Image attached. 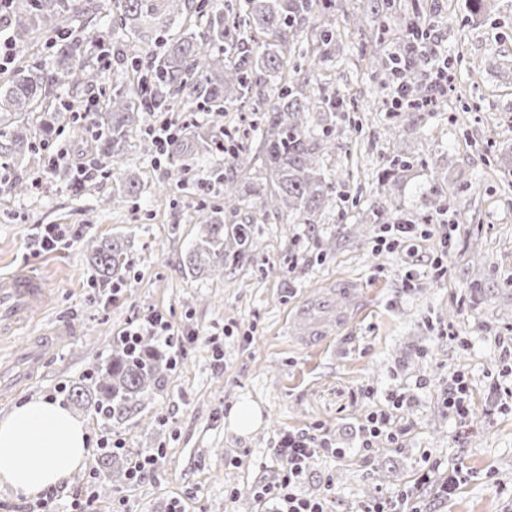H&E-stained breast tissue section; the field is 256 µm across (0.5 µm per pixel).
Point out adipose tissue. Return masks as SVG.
I'll return each mask as SVG.
<instances>
[{
	"label": "adipose tissue",
	"instance_id": "obj_1",
	"mask_svg": "<svg viewBox=\"0 0 512 512\" xmlns=\"http://www.w3.org/2000/svg\"><path fill=\"white\" fill-rule=\"evenodd\" d=\"M88 457L82 423L60 403L29 401L0 418V484L35 497Z\"/></svg>",
	"mask_w": 512,
	"mask_h": 512
}]
</instances>
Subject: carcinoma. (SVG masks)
Wrapping results in <instances>:
<instances>
[{
	"instance_id": "carcinoma-1",
	"label": "carcinoma",
	"mask_w": 512,
	"mask_h": 512,
	"mask_svg": "<svg viewBox=\"0 0 512 512\" xmlns=\"http://www.w3.org/2000/svg\"><path fill=\"white\" fill-rule=\"evenodd\" d=\"M118 26L131 30L144 43L162 41V51L151 61V71L141 67L140 55L132 57L131 76L112 88L105 111L95 113L102 157L119 158L132 134L143 122L144 112H193L205 109L222 113L224 104L243 99L266 77L279 83L262 99L265 119L261 153L270 175L263 188H239L224 184V209L211 212L194 248L183 262L191 277H216L224 263L249 250L253 243V219L224 224L222 211L233 214L248 206L252 198L261 209L277 214L310 217L331 199L336 182L323 171V154L335 149L315 137L308 127L311 112L336 111V98L310 81L295 82L289 60L295 45L305 36L309 18L326 15L331 0H245L244 13H225L211 0H114ZM91 0H12L13 40L27 46L32 34L51 41L50 67L15 65L0 70V185L15 194L29 192L32 184L15 176V170L38 153V140L58 129L69 128L76 141L83 140L87 126L78 111L51 101L56 86L68 83L92 87L106 75L85 56L82 38L61 26L68 14L87 15ZM205 19L198 31L196 19ZM184 27L183 36L165 38L171 23ZM141 181L134 170H124L112 203H121L140 192ZM89 260L99 278L109 281L126 265L120 241L90 239ZM162 355L152 338L140 336L135 347L116 341L112 358L92 375L90 384H79L68 392L76 407L94 408L105 424L122 422L146 406L158 385ZM122 454L101 459L103 480L100 493L111 494L109 471Z\"/></svg>"
}]
</instances>
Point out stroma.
Returning a JSON list of instances; mask_svg holds the SVG:
<instances>
[{
    "instance_id": "stroma-1",
    "label": "stroma",
    "mask_w": 512,
    "mask_h": 512,
    "mask_svg": "<svg viewBox=\"0 0 512 512\" xmlns=\"http://www.w3.org/2000/svg\"><path fill=\"white\" fill-rule=\"evenodd\" d=\"M334 2L333 38L312 66L330 78L341 109L309 121L336 143L324 162L336 193L308 224L254 210L253 245L223 275L185 276L183 261L207 215L223 206L225 179L258 185L265 170L258 158L241 169L229 155L202 152L192 133L220 140L235 127L257 148L256 98L221 115H159L154 125H176L178 142L162 153L133 135L122 163L92 181L48 174L29 194L0 192V275L29 270L49 286L42 312L0 329V418L31 399L65 401L137 317L160 314L186 331L181 347L160 346V387L140 413L107 428L93 409L73 408L89 455L61 485L59 512L72 510L71 486L92 487L106 435L129 455L152 457L151 472L139 480L115 468L111 497H90L87 512H270L259 492L280 472L276 446L289 431L328 437L342 450L315 458L298 486L329 512H360L402 491L425 512H512V401L499 390L512 367V0H497L483 17L468 0H395L437 38L452 79L435 106L405 118L392 110L395 77L370 60V38L382 33L389 63L412 34L373 0ZM94 3L83 34L109 80L81 100L100 112L130 63L100 34L112 0ZM397 160L411 166L386 187ZM126 169L138 172L140 192L108 206ZM399 223L426 225L414 251L379 245L384 225ZM40 224L81 225L83 239L35 250ZM114 236L128 269L109 295L84 242ZM342 280L360 290L349 320L329 326L321 344H303L296 310ZM61 324L72 334L56 344L50 336ZM39 337L46 344L32 370L26 352ZM455 376L469 388L464 422L442 403ZM246 399L262 422L241 434L226 420ZM398 399L394 440L363 453L360 425ZM452 467L458 482L445 498L439 489Z\"/></svg>"
}]
</instances>
